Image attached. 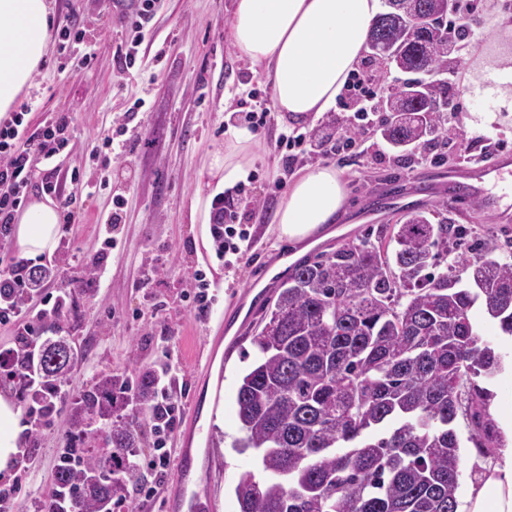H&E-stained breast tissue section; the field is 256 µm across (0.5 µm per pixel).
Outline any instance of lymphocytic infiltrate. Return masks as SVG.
I'll list each match as a JSON object with an SVG mask.
<instances>
[{
  "label": "lymphocytic infiltrate",
  "instance_id": "1",
  "mask_svg": "<svg viewBox=\"0 0 512 512\" xmlns=\"http://www.w3.org/2000/svg\"><path fill=\"white\" fill-rule=\"evenodd\" d=\"M156 0H141L137 10L129 16L127 35L117 49L122 70L133 69L138 62L139 48L144 30L153 17ZM245 110L244 128L250 135H273L272 148L281 158L282 173H290L297 161L311 154L332 159L352 150L353 144L331 131L316 137L314 130L286 127L275 131V120L267 98L249 92L241 101ZM72 123L68 113L55 112L34 128L23 125L22 113H15L10 121L0 123V245H6L15 212L23 204L32 185V176L38 165H45L41 189L43 192L63 195L66 188L81 189L85 182L79 170H72L67 180H60L55 160L67 147L66 133ZM239 189L225 192L214 204L211 233L218 258L235 256L236 260H249L257 246L251 225L238 223ZM155 404L165 420L154 431V453L148 462L151 471L164 470L170 462L169 439L174 431L175 415L179 410L178 396L170 381H163L156 390Z\"/></svg>",
  "mask_w": 512,
  "mask_h": 512
}]
</instances>
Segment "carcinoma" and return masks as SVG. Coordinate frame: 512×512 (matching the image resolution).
Returning a JSON list of instances; mask_svg holds the SVG:
<instances>
[{
    "label": "carcinoma",
    "instance_id": "cac0c4a2",
    "mask_svg": "<svg viewBox=\"0 0 512 512\" xmlns=\"http://www.w3.org/2000/svg\"><path fill=\"white\" fill-rule=\"evenodd\" d=\"M460 0H386L369 42L394 56L407 75L381 91L378 131L397 158L442 155L452 140L444 112L458 89L445 74L465 40L448 28ZM447 205L407 212L376 241L346 242L288 269L254 328L256 355L236 391L256 470L243 472L239 512H458V416L482 455L500 446L489 413L491 377L501 357L483 341L471 310L482 303L512 336V262L479 245L448 258L467 236L448 223ZM47 319L37 335L41 382L32 389L17 360L0 369L14 390L53 420L78 362L77 349ZM155 374L103 372L73 398L67 448L60 453L42 512H113L138 480L145 432L158 420Z\"/></svg>",
    "mask_w": 512,
    "mask_h": 512
}]
</instances>
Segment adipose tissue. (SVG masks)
Segmentation results:
<instances>
[{"mask_svg": "<svg viewBox=\"0 0 512 512\" xmlns=\"http://www.w3.org/2000/svg\"><path fill=\"white\" fill-rule=\"evenodd\" d=\"M380 0H233L225 35L239 57L261 68L272 107L301 123L335 110L365 51ZM50 41L48 0H0V120L10 119L42 63ZM259 143L243 130H226L223 148L205 166L209 180L229 188L250 174ZM345 185L333 166L292 182L274 213L280 237L308 240L339 216ZM61 215L52 200H33L15 215L13 237L23 257L55 250ZM22 412L0 394V477L11 475L24 444ZM459 512H512V443L463 497Z\"/></svg>", "mask_w": 512, "mask_h": 512, "instance_id": "adipose-tissue-1", "label": "adipose tissue"}]
</instances>
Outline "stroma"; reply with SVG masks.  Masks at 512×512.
Here are the masks:
<instances>
[{"mask_svg":"<svg viewBox=\"0 0 512 512\" xmlns=\"http://www.w3.org/2000/svg\"><path fill=\"white\" fill-rule=\"evenodd\" d=\"M137 0H50L53 31L77 21L87 33L94 58L89 66L60 65L49 50L31 87L17 105L26 122L37 125L47 115L67 112L72 117L69 144L61 154L63 170L80 169L97 190L79 191L72 206L73 223L63 225L55 251L42 259L55 269L46 283L57 291L79 277L92 261L100 271L90 294L75 295L80 318L68 331L75 338L79 361L66 389L75 395L100 373L131 370L141 365L171 367L172 381L181 394L182 415L169 442L172 452L185 443L199 448V489L208 512H238L233 488L240 475L253 467L251 452L234 448L240 424L234 396L252 345L246 333L256 313L243 309L234 325L224 317L242 306L244 293L254 288L270 292L288 263L304 257L302 246L280 239L272 219L282 189L271 186L280 160L261 147L245 184L249 195L264 197L265 209L252 213L239 208L238 221L252 225L257 251L249 264L224 266L215 255L210 227L190 221V205L198 172L210 152L224 144V117L237 111L243 91H269L261 72L239 58L225 37L233 0H157L155 15L139 48L142 64L121 72L116 48L125 36V13ZM467 13L470 34L457 54L459 63L448 73L460 93L451 102L450 128L459 131L445 152L446 163L431 165L421 156L404 162L376 137L354 153L333 158L346 187L341 217L323 228L313 244L320 252L341 239L376 234L394 223L397 214L413 207H431L448 195V170L475 161L488 162L495 142L512 149V98L504 96V68L512 67V0H475ZM138 112L123 124L130 107ZM127 126L136 140L134 151L114 155L109 165L92 156L98 136ZM107 187H100V180ZM123 196L122 221L111 225L113 199ZM456 224L471 228L476 239L496 245L501 257L512 256V221L490 213L476 215L468 203L449 207ZM113 237V256L103 257L102 243ZM154 266L151 287L138 282ZM204 271L216 283L211 315L197 319L184 301L194 289V274ZM472 319L482 338L503 358L481 386L496 396L491 417L512 414V341L499 333L482 305ZM205 398L200 424H190L193 392ZM223 421H216L215 412ZM461 438V490L479 483L495 455H480L469 439L465 419L457 421ZM67 415L43 429L34 460H21L12 477L0 487L13 490L10 512H38L48 489L58 453L65 446Z\"/></svg>","mask_w":512,"mask_h":512,"instance_id":"1","label":"stroma"}]
</instances>
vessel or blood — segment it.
Masks as SVG:
<instances>
[{"label": "vessel or blood", "instance_id": "b4317fda", "mask_svg": "<svg viewBox=\"0 0 512 512\" xmlns=\"http://www.w3.org/2000/svg\"><path fill=\"white\" fill-rule=\"evenodd\" d=\"M512 175V156L501 155L487 164L468 165L448 172V200L457 202L460 196L482 199L486 208L498 212L501 219L512 218V210L500 208L497 196L488 190L489 185L503 181L505 175ZM196 456L195 449L184 448L179 452L178 476L181 486L171 493L166 501L167 512H203L201 496L190 474Z\"/></svg>", "mask_w": 512, "mask_h": 512}]
</instances>
